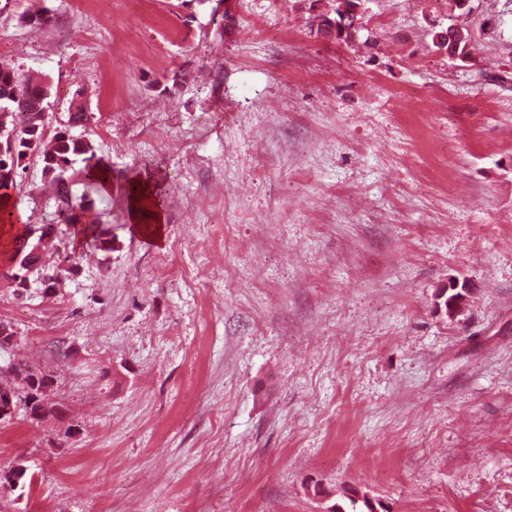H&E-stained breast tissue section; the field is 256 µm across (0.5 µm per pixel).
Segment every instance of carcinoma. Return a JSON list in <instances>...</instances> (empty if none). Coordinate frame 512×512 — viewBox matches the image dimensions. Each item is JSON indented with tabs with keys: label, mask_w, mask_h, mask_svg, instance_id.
<instances>
[{
	"label": "carcinoma",
	"mask_w": 512,
	"mask_h": 512,
	"mask_svg": "<svg viewBox=\"0 0 512 512\" xmlns=\"http://www.w3.org/2000/svg\"><path fill=\"white\" fill-rule=\"evenodd\" d=\"M47 91L23 77L14 67L0 63V200L10 197L16 187L14 173L29 156L43 163L45 176L56 183L62 202L71 205L66 174L72 157L81 156L87 169L98 166L91 143L70 134L69 130L47 135ZM11 273L25 280L40 278L45 288H55L64 268L49 269L39 252H32L26 237L13 239ZM53 375L27 360H11L0 365V394L15 388L28 387L27 395L38 399L37 405L48 407L61 417L67 416L64 405L53 401L47 391L53 386Z\"/></svg>",
	"instance_id": "cac0c4a2"
}]
</instances>
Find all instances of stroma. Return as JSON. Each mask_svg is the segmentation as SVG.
Segmentation results:
<instances>
[{"mask_svg": "<svg viewBox=\"0 0 512 512\" xmlns=\"http://www.w3.org/2000/svg\"><path fill=\"white\" fill-rule=\"evenodd\" d=\"M10 0L7 62L49 86L111 195L72 185L109 252L64 235V284L4 277L0 321L83 430L0 423V512H512V0ZM473 33L467 60L433 45ZM164 182V239L110 218ZM13 201L57 210L37 158ZM467 282L464 313L436 293ZM325 497H316L314 486ZM331 12L334 13V17H331V12L321 13L316 16L314 30L322 36L336 37L342 40L347 38L349 34H355V27L359 23V15L363 13L364 0H334L332 1ZM321 21H327L333 27H329V32L326 30V26L322 24L321 29H318V25ZM352 25L350 26V23Z\"/></svg>", "mask_w": 512, "mask_h": 512, "instance_id": "obj_1", "label": "stroma"}]
</instances>
